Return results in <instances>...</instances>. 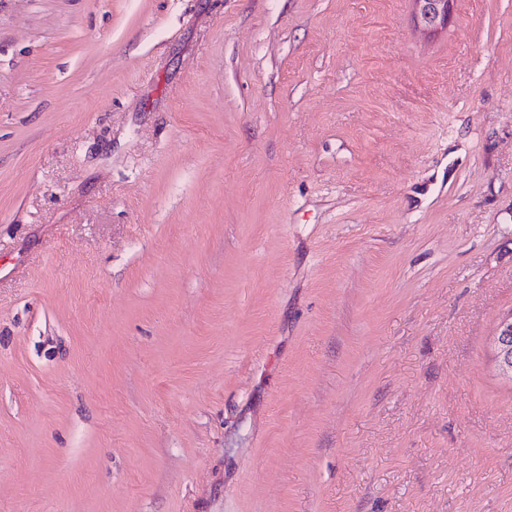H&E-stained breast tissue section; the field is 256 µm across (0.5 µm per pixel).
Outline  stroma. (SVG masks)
I'll list each match as a JSON object with an SVG mask.
<instances>
[{
	"label": "stroma",
	"mask_w": 512,
	"mask_h": 512,
	"mask_svg": "<svg viewBox=\"0 0 512 512\" xmlns=\"http://www.w3.org/2000/svg\"><path fill=\"white\" fill-rule=\"evenodd\" d=\"M512 0H0V512H512ZM418 26L429 35L448 25L456 0H413ZM491 350L498 374L512 381V312L501 318L492 338Z\"/></svg>",
	"instance_id": "1"
}]
</instances>
